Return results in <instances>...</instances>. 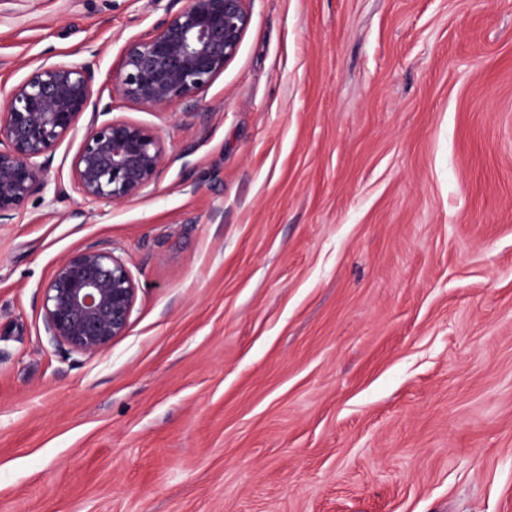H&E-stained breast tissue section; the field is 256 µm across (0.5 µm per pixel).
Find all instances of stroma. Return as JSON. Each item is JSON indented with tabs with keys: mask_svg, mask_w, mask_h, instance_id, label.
Returning <instances> with one entry per match:
<instances>
[{
	"mask_svg": "<svg viewBox=\"0 0 512 512\" xmlns=\"http://www.w3.org/2000/svg\"><path fill=\"white\" fill-rule=\"evenodd\" d=\"M174 0H0V97L87 67L158 177L72 161L0 222V512H512V0H246L191 105L112 89ZM106 249L139 291L100 354L42 287Z\"/></svg>",
	"mask_w": 512,
	"mask_h": 512,
	"instance_id": "obj_1",
	"label": "stroma"
}]
</instances>
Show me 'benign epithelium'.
Here are the masks:
<instances>
[{"instance_id": "obj_1", "label": "benign epithelium", "mask_w": 512, "mask_h": 512, "mask_svg": "<svg viewBox=\"0 0 512 512\" xmlns=\"http://www.w3.org/2000/svg\"><path fill=\"white\" fill-rule=\"evenodd\" d=\"M246 0H184L148 34L124 47L115 75L123 98L152 111L189 102L224 72L249 24ZM111 105L83 66L45 63L14 86L0 106V221L47 185L42 159L90 121L73 160L74 184L91 203L122 204L155 182L165 145L152 130L106 118ZM46 332L55 342L94 355L123 335L138 293L112 251L67 255L43 285Z\"/></svg>"}]
</instances>
